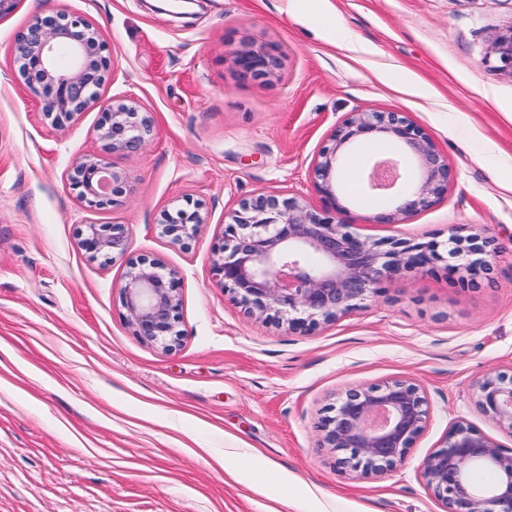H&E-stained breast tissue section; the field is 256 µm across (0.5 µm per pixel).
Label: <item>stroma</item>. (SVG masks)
Masks as SVG:
<instances>
[{
  "mask_svg": "<svg viewBox=\"0 0 512 512\" xmlns=\"http://www.w3.org/2000/svg\"><path fill=\"white\" fill-rule=\"evenodd\" d=\"M66 10L102 27L113 67L104 99L132 98L155 135L108 152L93 107L46 122L18 77L14 37ZM512 0H19L0 19V512H442L420 474L456 420L512 448L473 384L512 372V73L495 33ZM275 47L264 78L234 55ZM400 111L426 130L454 178L435 204L379 224L355 200L379 155L354 148L340 219L354 234L434 243L443 262L381 285L356 315L308 333L249 316L213 272L224 215L273 192L326 203L312 162L348 113ZM125 173L119 204L90 210L74 164ZM209 214L188 246L160 235L185 201ZM125 224L129 252L181 274L179 347L135 336L123 317L124 257L90 260L85 224ZM494 239L489 273L462 286L449 228ZM408 379L431 413L395 471L360 477L319 445L348 387Z\"/></svg>",
  "mask_w": 512,
  "mask_h": 512,
  "instance_id": "35a3bbf8",
  "label": "stroma"
}]
</instances>
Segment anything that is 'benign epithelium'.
Returning a JSON list of instances; mask_svg holds the SVG:
<instances>
[{
    "instance_id": "1",
    "label": "benign epithelium",
    "mask_w": 512,
    "mask_h": 512,
    "mask_svg": "<svg viewBox=\"0 0 512 512\" xmlns=\"http://www.w3.org/2000/svg\"><path fill=\"white\" fill-rule=\"evenodd\" d=\"M498 68L512 72V27L492 39ZM18 73L39 98L42 115L54 127L100 105L98 139L114 154L134 153L154 137L151 113L136 100L102 101L111 70L102 28L81 15L57 12L35 16L15 38ZM272 48L240 50L234 64L244 74L265 77L277 68ZM373 138L391 141L400 157L381 158L366 176V192L389 204L376 216L381 224L403 223L448 191L453 170L429 134L404 113L351 112L313 163L315 185L331 205L317 211L298 197L257 194L242 199L224 216V232L214 250L213 272L246 312L290 331L310 332L322 323L356 314L378 292V285L401 271H421L442 259L435 244L360 237L337 220L340 170L349 151ZM417 166L407 184L401 163ZM126 176L95 156L75 163L69 186L84 206L102 209L125 193ZM208 223L200 205L164 211L160 235L185 246ZM129 225L87 224L78 244L93 260L127 256ZM458 254L476 261L461 266L467 283L490 269L497 256L493 241L451 228ZM121 286L124 318L134 335L169 352L182 341L178 329L180 272L145 255L128 256ZM477 405L512 432V377L486 373L474 382ZM426 390L410 380L361 385L338 394L322 423L320 446L346 453L338 464L362 476L384 475L402 464L426 428ZM420 476L443 512H512V451L462 420L445 445L420 464Z\"/></svg>"
}]
</instances>
